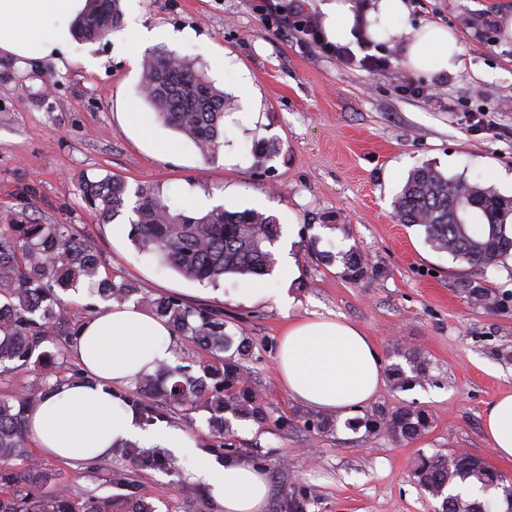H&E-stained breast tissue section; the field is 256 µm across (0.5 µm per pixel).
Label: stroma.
<instances>
[{
    "label": "stroma",
    "mask_w": 512,
    "mask_h": 512,
    "mask_svg": "<svg viewBox=\"0 0 512 512\" xmlns=\"http://www.w3.org/2000/svg\"><path fill=\"white\" fill-rule=\"evenodd\" d=\"M269 0H122L124 20L140 16L159 34L155 48L193 58L232 98L224 145L206 159L187 138L154 121L150 135L174 143L159 158L125 131L118 104L150 107L139 93L142 66L110 38L74 40L60 59L18 63L0 55V221L14 216L42 224H72L94 241L115 282L134 283L152 296L175 294L191 306L224 315L229 333L249 337L247 365L271 413L269 421H241L229 444L212 438L207 411L170 414L163 425L194 439L202 460L226 458L265 470L271 481L267 512H288L302 493L304 512H433L435 502L416 485L417 453L458 450L483 458L512 479L483 432L487 406L512 392V314L474 304L470 288L512 296V259L476 274L426 241L422 227L397 223L392 203L410 171L424 164L445 176L481 181L512 196V37L503 20L512 0H412L410 24L452 29L466 69L428 75L407 66L402 46L375 44L387 69L349 67L322 54L305 36L270 13ZM100 59L88 69L84 55ZM247 85L249 96L239 87ZM482 114L484 128L471 117ZM278 142L267 169L254 166L252 145ZM123 178L128 191L149 185L179 208L184 188L220 198L231 211L275 216L281 235L277 264L260 278L228 277L219 286L185 279L139 252L112 226L95 223L80 176ZM361 253L368 271L346 276L340 259ZM249 288L269 297L250 302ZM294 295L295 315H334L360 327L377 344L383 367L414 350L430 363V377L409 390L384 383L371 404L388 411L413 406L432 423L418 441L396 442L345 427L322 435L295 417L299 406L280 388L275 359L287 323L274 296ZM64 356L49 375L34 368L0 376V395L40 391L73 376ZM28 451L74 496L134 497L153 512H224L207 485L192 480L191 459L166 449L167 466L151 468L119 453L80 464ZM126 486L113 484L115 473Z\"/></svg>",
    "instance_id": "stroma-1"
}]
</instances>
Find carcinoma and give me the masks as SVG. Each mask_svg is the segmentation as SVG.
I'll list each match as a JSON object with an SVG mask.
<instances>
[{
	"label": "carcinoma",
	"instance_id": "obj_1",
	"mask_svg": "<svg viewBox=\"0 0 512 512\" xmlns=\"http://www.w3.org/2000/svg\"><path fill=\"white\" fill-rule=\"evenodd\" d=\"M121 0H88L78 22L80 39L93 41L121 27ZM139 91L144 100L172 130L187 136L200 152L217 157L224 137V92L218 90L190 59L174 54L145 55ZM279 152L273 141L255 144L256 165L262 166ZM83 198L91 205L98 224L115 219L126 204V181L105 176L80 179ZM130 209V240L141 252L153 253L161 265L199 283L216 284L229 274L262 276L276 264L272 247L280 237L276 217L255 210L229 211L216 207L203 214L176 212L150 186L135 191ZM398 221L424 228L427 242L473 271L505 263L512 257V198L494 188L451 179L430 165L415 169L393 201ZM104 262L93 240L73 224H36L9 218L0 224V366L13 363L20 370L42 367L51 361L43 349L50 343L62 350L78 335L63 294L83 283L104 301L124 302L139 293L129 282L116 283L100 273ZM471 299L506 307V300L488 288H469ZM137 303L165 321L174 335L202 353L198 372L191 375L180 365H163L141 376L128 402L147 421L169 413L204 408L210 413L213 438L234 435L233 421L251 419L263 424L270 417L262 394L252 386L243 361L250 341H239L226 331L221 313L191 306L176 295H144ZM236 347L239 359L222 353ZM410 371L399 364L389 368L396 388L426 377L429 363L419 353H408ZM41 400L31 393L11 400L0 397V484L18 481L10 461L28 457L26 420ZM304 424L324 434L337 427L333 412L305 414ZM352 430L386 434L397 442H415L430 427L429 415L410 406L392 412L379 408L362 411L346 420ZM125 456L147 467H162L167 458L146 456L132 444L122 445ZM419 488L441 500L438 512H497L498 504L467 500L448 489L470 482L482 488H499L512 512V486L482 458L464 451L448 455L419 454L412 465ZM114 500L92 496L81 503L60 491L42 495L36 489L0 496V512H113Z\"/></svg>",
	"mask_w": 512,
	"mask_h": 512
}]
</instances>
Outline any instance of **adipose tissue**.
Here are the masks:
<instances>
[{
  "label": "adipose tissue",
  "instance_id": "1",
  "mask_svg": "<svg viewBox=\"0 0 512 512\" xmlns=\"http://www.w3.org/2000/svg\"><path fill=\"white\" fill-rule=\"evenodd\" d=\"M87 0H0V53L42 60L73 41L70 22L83 15ZM409 0H371L356 14L352 0H319L321 24L331 43H346L354 27L377 44L405 42L408 65L425 74L465 69L454 31L428 23L412 27ZM50 17L62 26L46 29ZM71 351L85 371L46 392L27 423V432L46 456L71 463L98 460L124 443L161 445L192 455L195 443L181 431L142 428L136 409L118 396L138 378L174 359V336L166 323L132 303L110 302L86 318ZM279 384L292 400L346 415L367 405L383 385L374 341L357 326L323 316L289 319L276 356ZM484 430L495 453L512 461V393L491 402ZM196 479L209 485L224 512H263L269 480L245 463L198 464Z\"/></svg>",
  "mask_w": 512,
  "mask_h": 512
}]
</instances>
